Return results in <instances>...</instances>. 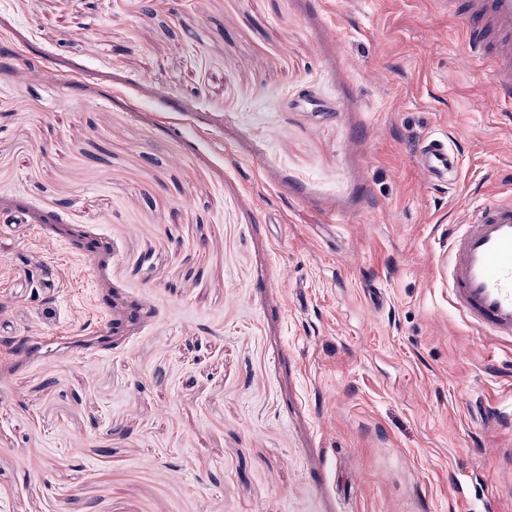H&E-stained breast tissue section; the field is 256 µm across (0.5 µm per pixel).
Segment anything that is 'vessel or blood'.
Masks as SVG:
<instances>
[{"instance_id": "vessel-or-blood-1", "label": "vessel or blood", "mask_w": 512, "mask_h": 512, "mask_svg": "<svg viewBox=\"0 0 512 512\" xmlns=\"http://www.w3.org/2000/svg\"><path fill=\"white\" fill-rule=\"evenodd\" d=\"M459 22L467 56L484 68L503 101L512 100V0H446ZM415 161L434 184L451 183L460 165L447 135L432 132L418 144ZM453 310L477 334L512 343V199L492 197L466 210L448 230L443 258ZM457 496L477 502L480 512H501L512 485L488 476L472 478L468 464L451 476Z\"/></svg>"}]
</instances>
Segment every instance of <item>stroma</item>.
Masks as SVG:
<instances>
[{"label":"stroma","instance_id":"obj_1","mask_svg":"<svg viewBox=\"0 0 512 512\" xmlns=\"http://www.w3.org/2000/svg\"><path fill=\"white\" fill-rule=\"evenodd\" d=\"M488 194L512 104L442 0H0V512H469L512 346L438 258ZM415 161L418 168L434 184L449 185L458 171L460 156L449 144L447 135L431 132L419 142Z\"/></svg>","mask_w":512,"mask_h":512}]
</instances>
